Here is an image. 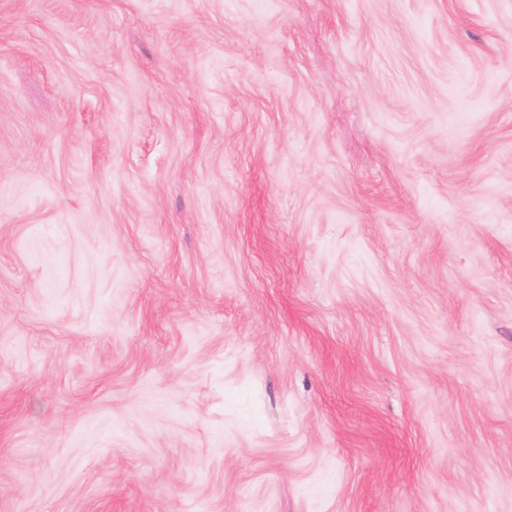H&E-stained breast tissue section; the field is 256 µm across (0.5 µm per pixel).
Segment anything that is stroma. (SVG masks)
I'll list each match as a JSON object with an SVG mask.
<instances>
[{
  "instance_id": "stroma-1",
  "label": "stroma",
  "mask_w": 512,
  "mask_h": 512,
  "mask_svg": "<svg viewBox=\"0 0 512 512\" xmlns=\"http://www.w3.org/2000/svg\"><path fill=\"white\" fill-rule=\"evenodd\" d=\"M0 512H512V0H0Z\"/></svg>"
}]
</instances>
